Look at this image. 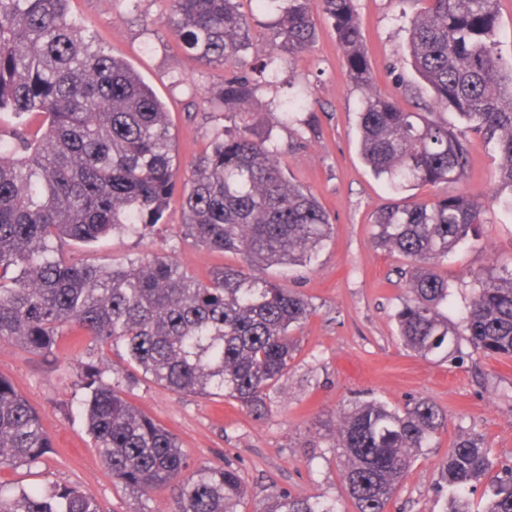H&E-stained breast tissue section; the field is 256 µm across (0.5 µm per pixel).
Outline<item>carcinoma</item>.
<instances>
[{"label":"carcinoma","instance_id":"1","mask_svg":"<svg viewBox=\"0 0 512 512\" xmlns=\"http://www.w3.org/2000/svg\"><path fill=\"white\" fill-rule=\"evenodd\" d=\"M159 20L178 45L208 64L229 66L250 48L249 19L236 0H163ZM311 0H254L272 16L276 38L253 71L274 78L313 47ZM408 22L412 66L432 92L425 114L373 93L354 0H320L363 90L361 150L394 193L459 182L470 141L450 110L495 144V181L485 200L459 192L396 199L374 217L375 245L408 261L407 296L396 312L400 338L421 357H461V342L486 357L512 359V267L472 276L470 297L448 316L442 266L480 235L489 203L512 210V59L497 50L499 0H420ZM254 80H224L210 104L246 103ZM167 112L152 89L112 55L68 0H0V338L49 356L72 328L99 350L177 393L224 397L261 419L299 351L294 332L312 314L307 299L241 267L188 274L151 254L112 267L73 262L64 240L90 243L111 232L161 224L180 193L185 235L212 252H235L249 267H305L332 233L315 195L288 179L269 134L221 127L193 161L174 164ZM83 403L88 429L112 482L138 497L168 486L172 512H239L246 489L229 464L190 469L177 437L132 403L119 380L92 367ZM445 428L446 415L419 398L403 408L355 400L333 420L332 436L354 512H386L413 460ZM52 448L38 412L0 375V469L31 466ZM485 437L452 442L438 484L447 512H475L468 491L494 468ZM0 512H101L78 488L0 484ZM260 512H336L321 496L274 490ZM482 512H512V464L501 466Z\"/></svg>","mask_w":512,"mask_h":512}]
</instances>
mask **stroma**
<instances>
[{"label": "stroma", "mask_w": 512, "mask_h": 512, "mask_svg": "<svg viewBox=\"0 0 512 512\" xmlns=\"http://www.w3.org/2000/svg\"><path fill=\"white\" fill-rule=\"evenodd\" d=\"M73 18L87 22L101 43L126 61L149 84L169 112L174 162L188 168L208 146L216 128L232 125L238 111L249 114L257 129H271L286 174L320 200L333 233L315 260L293 270L272 267L263 278L300 293L315 312L298 330L299 352L267 415L260 420L233 400H216L167 390L150 379H127L117 352L85 348L83 355L60 344L48 357L0 339V375L10 378L38 410L53 442L33 467L0 470V482L19 485H73L98 502L103 512H138L136 495L113 484L99 448L88 432L82 403L87 391L84 364L102 367L106 378H122L127 397L178 438L192 466L232 463L247 486L242 512H256L275 489L297 496L324 495L338 512H353L330 448L328 424L336 409L355 397H376L390 406L425 398L447 416L446 429L424 449L387 506V512H444L438 490L439 470L458 433L483 434L495 462L512 461V360L498 361L463 345L464 357L433 362L406 349L394 313L406 295L400 271L405 260L375 247L374 212L392 193L374 176L360 148L359 117L363 97L347 75L331 20L319 0L312 10L317 38L313 49L283 66L271 81H258L245 106L229 105L213 114L208 97L224 85L226 69L208 65L181 51L159 22L162 0H139L131 10L120 0H70ZM239 9L251 22L253 46L237 59V74H251L254 60L272 41L269 15L253 0ZM365 36V52L374 90L400 99L407 108L427 104L410 66L404 13L416 11L412 0H355ZM308 98L290 121L271 125L270 115L296 98ZM469 163L455 184L424 185L417 200L467 191L490 194L499 156L480 134L469 133ZM67 257L99 266L125 262L148 253H167L191 274L216 266H241L239 255L212 253L185 237L178 201H171L165 223L146 234H116L83 244L66 241ZM512 264V216L489 206L479 239L455 251L442 272L453 286L455 307L466 303L473 272Z\"/></svg>", "instance_id": "35a3bbf8"}]
</instances>
